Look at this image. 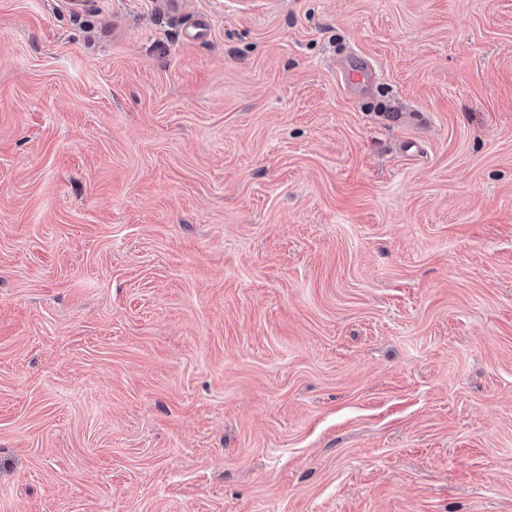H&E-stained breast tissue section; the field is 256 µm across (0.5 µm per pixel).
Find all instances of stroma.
<instances>
[{"label": "stroma", "instance_id": "1", "mask_svg": "<svg viewBox=\"0 0 512 512\" xmlns=\"http://www.w3.org/2000/svg\"><path fill=\"white\" fill-rule=\"evenodd\" d=\"M0 512H512V0H0Z\"/></svg>", "mask_w": 512, "mask_h": 512}]
</instances>
